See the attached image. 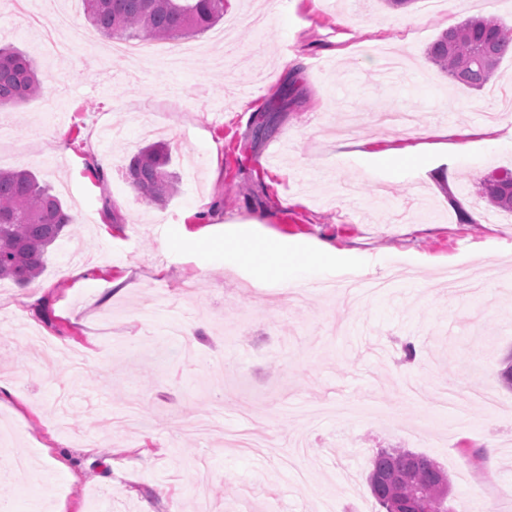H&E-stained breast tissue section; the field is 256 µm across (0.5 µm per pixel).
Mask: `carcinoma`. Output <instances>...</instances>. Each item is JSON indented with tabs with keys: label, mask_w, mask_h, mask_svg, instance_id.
I'll return each mask as SVG.
<instances>
[{
	"label": "carcinoma",
	"mask_w": 512,
	"mask_h": 512,
	"mask_svg": "<svg viewBox=\"0 0 512 512\" xmlns=\"http://www.w3.org/2000/svg\"><path fill=\"white\" fill-rule=\"evenodd\" d=\"M87 17L105 37L153 41L194 36L224 17V0H85ZM512 56V26L495 18H471L450 25L428 48L429 61L448 78L480 90L494 78L502 60ZM42 93L31 60L0 48V108ZM164 143L140 148L129 160L127 175L147 203L163 205L179 192V177L167 169ZM482 197L495 210L512 212V172L481 183ZM74 223L60 199L40 185L29 170L0 171V279L29 285L41 273L48 250ZM409 466L404 496H418L430 512H448L444 488L448 472L435 460L403 448H382L372 459L368 484L376 500L386 493L384 479L395 466Z\"/></svg>",
	"instance_id": "obj_1"
}]
</instances>
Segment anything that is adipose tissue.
<instances>
[{
    "label": "adipose tissue",
    "instance_id": "1",
    "mask_svg": "<svg viewBox=\"0 0 512 512\" xmlns=\"http://www.w3.org/2000/svg\"><path fill=\"white\" fill-rule=\"evenodd\" d=\"M335 255V248L327 244L321 245L318 255L313 257L287 243L251 234L242 250L225 251L224 261L249 266L256 288L274 286L292 292L324 276Z\"/></svg>",
    "mask_w": 512,
    "mask_h": 512
}]
</instances>
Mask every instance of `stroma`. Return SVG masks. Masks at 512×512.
<instances>
[{
    "label": "stroma",
    "instance_id": "obj_1",
    "mask_svg": "<svg viewBox=\"0 0 512 512\" xmlns=\"http://www.w3.org/2000/svg\"><path fill=\"white\" fill-rule=\"evenodd\" d=\"M450 4L234 0L233 43L190 37L196 54L169 70L113 53L83 0H0V44L29 56L43 83L0 110V169L33 171L75 218L34 282L0 279V422L13 429L0 483L13 512H384L366 487L381 448L437 461L453 512H512V417L473 405L437 424L428 403L468 385L478 350L483 386L512 408L498 380L512 351V213L478 192L512 170V150L483 134L497 96H512V58L471 90L426 56L470 16L511 25L512 0ZM58 10L75 19L72 51L49 57L26 15ZM389 51L406 59L391 84L377 76ZM350 116L368 150L432 149L412 170L335 162L332 130ZM454 123L471 131L465 146L435 148L437 128ZM160 140L180 191L155 206L126 167ZM248 221L311 252L332 243L335 277L392 282L358 307L330 288L287 305L200 247L237 249ZM76 265L80 283L67 275ZM460 265L487 282L480 298L449 296L445 272ZM176 322L194 333L195 360L178 355Z\"/></svg>",
    "mask_w": 512,
    "mask_h": 512
}]
</instances>
